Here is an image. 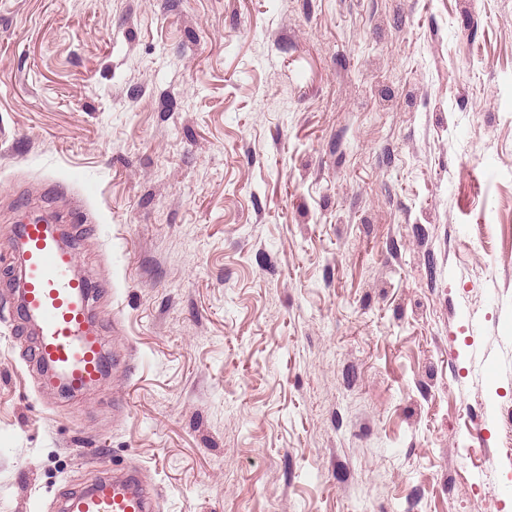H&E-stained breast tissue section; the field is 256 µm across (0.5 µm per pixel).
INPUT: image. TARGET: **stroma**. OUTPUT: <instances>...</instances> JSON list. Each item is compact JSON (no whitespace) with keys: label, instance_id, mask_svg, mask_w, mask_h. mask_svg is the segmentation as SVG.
Masks as SVG:
<instances>
[{"label":"stroma","instance_id":"35a3bbf8","mask_svg":"<svg viewBox=\"0 0 512 512\" xmlns=\"http://www.w3.org/2000/svg\"><path fill=\"white\" fill-rule=\"evenodd\" d=\"M110 362L42 388L15 225ZM512 0H0V512H512ZM156 496L136 475L102 481L71 497L65 512H152Z\"/></svg>","mask_w":512,"mask_h":512}]
</instances>
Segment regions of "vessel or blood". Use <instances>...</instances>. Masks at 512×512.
Returning a JSON list of instances; mask_svg holds the SVG:
<instances>
[{
    "label": "vessel or blood",
    "mask_w": 512,
    "mask_h": 512,
    "mask_svg": "<svg viewBox=\"0 0 512 512\" xmlns=\"http://www.w3.org/2000/svg\"><path fill=\"white\" fill-rule=\"evenodd\" d=\"M16 255L22 286L18 310L37 329L35 356L45 365V386L66 382L74 391L100 386L105 355L91 323L93 284L76 277V253L57 242L48 225H19ZM152 489L130 474L103 481L71 497L64 512H154Z\"/></svg>",
    "instance_id": "obj_1"
}]
</instances>
